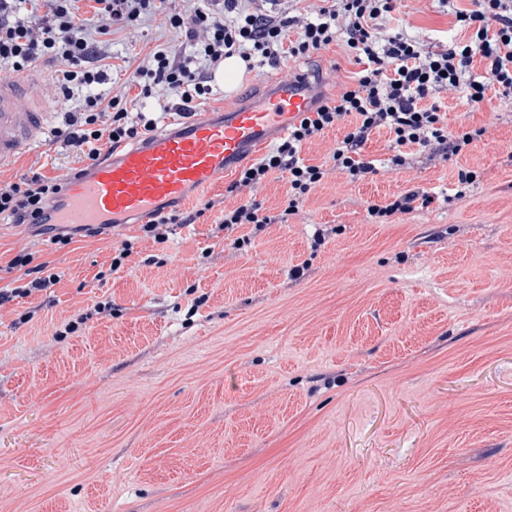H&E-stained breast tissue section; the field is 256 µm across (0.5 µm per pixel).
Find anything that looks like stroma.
<instances>
[{"label": "stroma", "mask_w": 512, "mask_h": 512, "mask_svg": "<svg viewBox=\"0 0 512 512\" xmlns=\"http://www.w3.org/2000/svg\"><path fill=\"white\" fill-rule=\"evenodd\" d=\"M201 5L165 0L114 30L96 93L168 126L178 96H143L132 76L157 50L190 51L166 15ZM384 29L430 49L464 36L438 0H400ZM35 69L58 127L87 91L62 93L61 62ZM358 70L336 42L237 84L249 98L279 74L330 71L334 96ZM440 102L449 130L485 128L472 150L443 161L414 145L408 167L356 182L329 171L259 233L219 225L253 199L280 213L285 179L225 175L162 243L129 224L58 248L0 219V266L24 252L60 276L0 307V512H512V100ZM82 165L53 140L0 165V184ZM461 168L479 174L467 198L368 218L369 203L448 189ZM100 301L111 313L94 314Z\"/></svg>", "instance_id": "1"}]
</instances>
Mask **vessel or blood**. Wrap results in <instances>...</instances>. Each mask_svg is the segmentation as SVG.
<instances>
[{
	"instance_id": "b4317fda",
	"label": "vessel or blood",
	"mask_w": 512,
	"mask_h": 512,
	"mask_svg": "<svg viewBox=\"0 0 512 512\" xmlns=\"http://www.w3.org/2000/svg\"><path fill=\"white\" fill-rule=\"evenodd\" d=\"M21 76H0V163L34 148L56 105L30 98ZM321 94L302 75L279 78L250 100L220 115L202 112L180 128L160 130L142 143L83 172L61 175L64 191L50 210L54 224H109L119 228L181 205L192 193L233 170L244 155L288 135Z\"/></svg>"
}]
</instances>
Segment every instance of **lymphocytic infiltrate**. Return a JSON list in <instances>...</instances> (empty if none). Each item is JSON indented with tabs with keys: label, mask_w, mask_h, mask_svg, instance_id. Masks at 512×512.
<instances>
[{
	"label": "lymphocytic infiltrate",
	"mask_w": 512,
	"mask_h": 512,
	"mask_svg": "<svg viewBox=\"0 0 512 512\" xmlns=\"http://www.w3.org/2000/svg\"><path fill=\"white\" fill-rule=\"evenodd\" d=\"M99 25L95 32L75 21L77 0H49L41 34L30 25L38 0H0V64L20 72L42 58L67 62L65 82L80 85L103 83L107 75L98 62L100 37L111 34L113 26L133 25L143 15L156 11L157 0H95ZM396 0H324L309 17L278 18L248 13L240 0H223V10L196 11L191 20L169 15L171 28L184 31L188 41H201L199 55L210 66L224 58L239 56L243 61L278 66L286 57H302L318 52L336 41L343 42L349 57L360 69L351 84L334 99L305 113L288 137L259 162L242 168L238 182L258 186L269 176L280 174L288 182L287 205L282 213H267L262 203L252 200L226 210L225 230L240 224L255 231L284 222L296 213L310 193L321 184L327 169L305 163L300 156L303 143L326 130L346 125L347 130L330 156L331 169L350 181L377 174L373 161L363 149L373 132L385 129L394 150L392 167L407 164L406 147L430 149L441 160L469 151L482 140L484 129L449 132L436 99L448 90H457L474 106L484 103L488 92L512 99V0H471L468 9H459L455 0H439L452 9L467 39L449 42L439 50H427L405 32L382 34L381 23L395 9ZM483 64V74H473L474 64ZM142 94H151L162 85L176 93L183 104L206 99L213 89L207 76L193 69L191 58L174 50L156 51L152 64L137 69L133 77ZM154 119L144 114L130 115L120 99L87 97L82 109L64 116L55 136L67 147L95 164L103 145H120L153 130ZM477 179L476 171L461 168L450 194L441 196L409 190L384 203H371L367 214L379 224L391 223L393 216L436 201L464 199ZM61 192L60 183L41 174L0 187V218L12 224H45L51 204ZM9 269L23 270L27 283L0 289V306L56 285L60 277L47 264L34 263L32 254L12 258Z\"/></svg>",
	"instance_id": "obj_1"
}]
</instances>
